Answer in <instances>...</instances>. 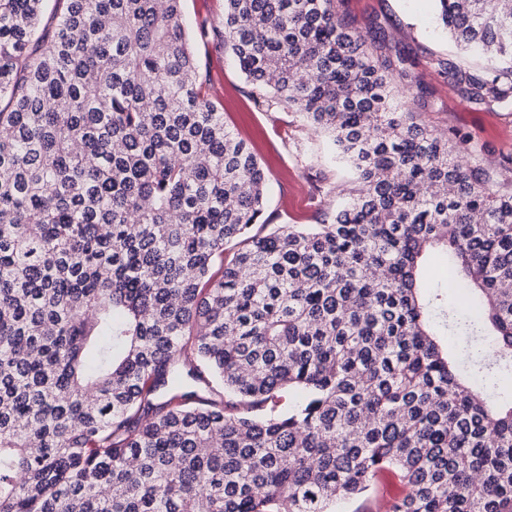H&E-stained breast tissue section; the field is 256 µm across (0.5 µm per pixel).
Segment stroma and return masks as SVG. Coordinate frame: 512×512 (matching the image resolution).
<instances>
[{
  "label": "stroma",
  "mask_w": 512,
  "mask_h": 512,
  "mask_svg": "<svg viewBox=\"0 0 512 512\" xmlns=\"http://www.w3.org/2000/svg\"><path fill=\"white\" fill-rule=\"evenodd\" d=\"M341 12L361 30L382 27L391 50L414 59L416 76L429 90L424 120L462 146L461 161L479 156L490 167L512 158V112L475 107L432 71L428 61L449 58L463 66H481V59L460 53L436 18L435 0H341ZM194 53L202 75L217 91L215 104L225 127L244 139L269 177L264 217L268 224H317L323 212H334L355 186V175L337 159L329 138L295 113L258 106L230 50L212 40H196ZM449 265L433 255L424 281L438 303L466 317L477 302L461 288L448 285ZM408 493L399 473L377 475L366 497L343 505L342 512H371L372 505L392 506Z\"/></svg>",
  "instance_id": "35a3bbf8"
}]
</instances>
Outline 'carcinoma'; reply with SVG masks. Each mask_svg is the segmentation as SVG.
Segmentation results:
<instances>
[{
  "label": "carcinoma",
  "instance_id": "obj_1",
  "mask_svg": "<svg viewBox=\"0 0 512 512\" xmlns=\"http://www.w3.org/2000/svg\"><path fill=\"white\" fill-rule=\"evenodd\" d=\"M337 2L224 0L200 27L356 175L322 223L269 228L182 0H0V512H337L384 469L392 512H512V168L462 167L413 63ZM436 2L491 66L430 68L512 110V9ZM435 248L483 296L442 326L495 331L467 373L431 321Z\"/></svg>",
  "mask_w": 512,
  "mask_h": 512
}]
</instances>
